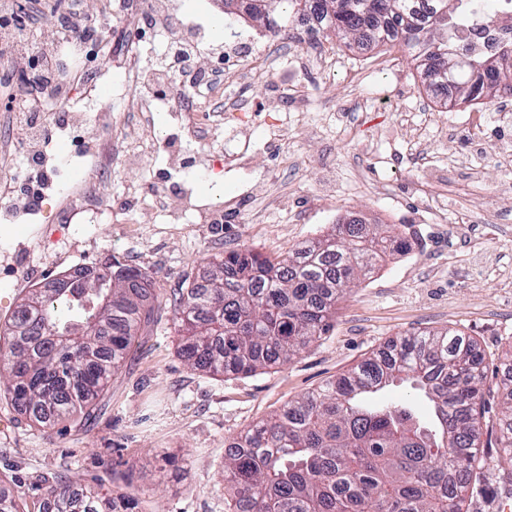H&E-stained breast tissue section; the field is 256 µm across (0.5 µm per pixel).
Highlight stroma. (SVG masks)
<instances>
[{
    "instance_id": "stroma-1",
    "label": "stroma",
    "mask_w": 512,
    "mask_h": 512,
    "mask_svg": "<svg viewBox=\"0 0 512 512\" xmlns=\"http://www.w3.org/2000/svg\"><path fill=\"white\" fill-rule=\"evenodd\" d=\"M98 35L68 64L67 103L49 98L48 121L67 112L69 132L53 153L90 173L112 121L97 116L96 95L120 93L132 130L108 174L112 221L95 224L89 199L58 176L23 227L0 223V324L31 285L111 256L152 275L159 309L113 375L85 425L44 428L0 400V490L30 505L37 477L68 481L78 496L137 495L143 512H235L224 488L228 441L288 401L311 393L407 332L457 329L485 355L481 482L466 512H499L512 482V448L499 444L500 403L512 350V97L444 107L406 52L317 39L337 61L306 66L296 49L265 44L248 16L216 30L221 0H176L179 16L203 34L198 70H223L222 101L248 104V119L224 124L212 164L196 177L200 204H222V223L170 224L182 209V172L172 151L201 144L180 133L184 115L157 109L142 126L137 84L115 66L137 51L153 68L161 40L123 17L128 0H68ZM224 184L223 197L213 191ZM358 218L391 226L410 247L355 282L336 306L328 333L291 362L248 376H213L187 367L179 347L172 289L203 276L233 249L287 254Z\"/></svg>"
}]
</instances>
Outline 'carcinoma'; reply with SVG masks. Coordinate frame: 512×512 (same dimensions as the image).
I'll list each match as a JSON object with an SVG mask.
<instances>
[{
	"label": "carcinoma",
	"instance_id": "cac0c4a2",
	"mask_svg": "<svg viewBox=\"0 0 512 512\" xmlns=\"http://www.w3.org/2000/svg\"><path fill=\"white\" fill-rule=\"evenodd\" d=\"M238 11L286 31L302 18L340 39L405 49L451 104L512 96V45L461 55L459 29L486 0H240ZM409 241L378 224H334L286 256L231 250L208 263L204 281L171 293L188 364L249 375L284 365L332 327L336 302ZM33 288L0 333V398L41 426L90 417L138 332L154 312V277L118 257L108 271ZM484 357L457 330L406 333L385 350L249 427L224 456V487L238 512H463L476 490L484 402ZM408 382L432 403V421L409 401L370 396ZM512 448V388L501 396ZM83 512H140L133 495L97 497Z\"/></svg>",
	"mask_w": 512,
	"mask_h": 512
}]
</instances>
